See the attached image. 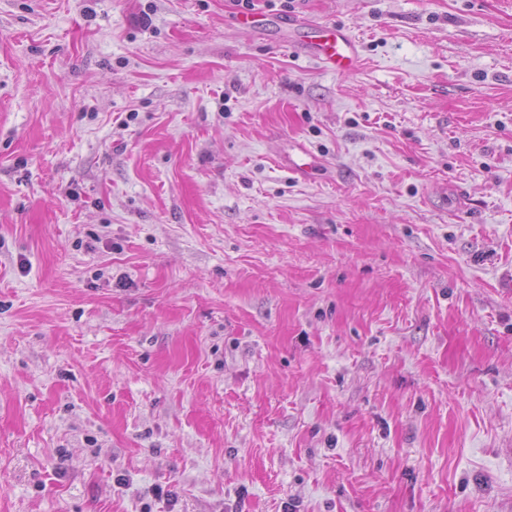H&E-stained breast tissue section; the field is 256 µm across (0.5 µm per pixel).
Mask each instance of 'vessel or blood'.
I'll use <instances>...</instances> for the list:
<instances>
[{"label":"vessel or blood","instance_id":"1","mask_svg":"<svg viewBox=\"0 0 512 512\" xmlns=\"http://www.w3.org/2000/svg\"><path fill=\"white\" fill-rule=\"evenodd\" d=\"M236 26L252 32L278 27L280 43L300 42L309 56L325 70L349 75L360 66L358 46L353 37L340 25L325 23L308 28L301 25H275L272 19L263 15L243 12L233 19Z\"/></svg>","mask_w":512,"mask_h":512}]
</instances>
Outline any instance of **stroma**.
<instances>
[{
	"mask_svg": "<svg viewBox=\"0 0 512 512\" xmlns=\"http://www.w3.org/2000/svg\"><path fill=\"white\" fill-rule=\"evenodd\" d=\"M254 9L0 0V512H512V0ZM233 23L251 32L269 30L276 24L279 26L280 43L287 45L288 42H301L308 55L325 70L340 75H350L360 66L356 41L342 26L335 23L314 25L302 30L301 24H294L293 27L288 28L284 22L250 12L236 15Z\"/></svg>",
	"mask_w": 512,
	"mask_h": 512,
	"instance_id": "stroma-1",
	"label": "stroma"
}]
</instances>
